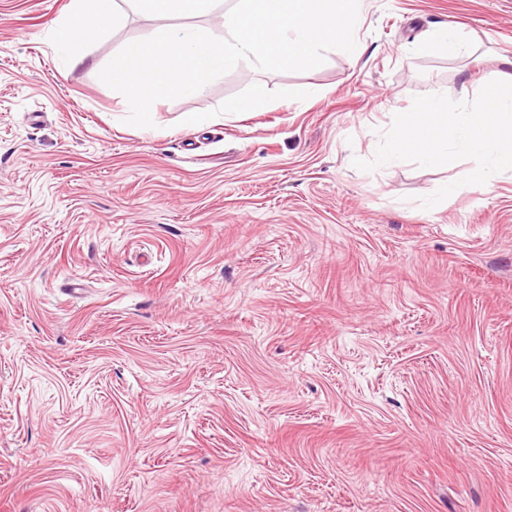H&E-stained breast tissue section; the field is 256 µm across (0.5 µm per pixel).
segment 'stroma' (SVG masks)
<instances>
[{
  "label": "stroma",
  "instance_id": "obj_1",
  "mask_svg": "<svg viewBox=\"0 0 512 512\" xmlns=\"http://www.w3.org/2000/svg\"><path fill=\"white\" fill-rule=\"evenodd\" d=\"M69 2L0 0V512H512V173L352 164L478 94L512 0H364L355 61L147 130L99 72L214 14L128 12L70 68ZM440 23L467 53L416 51Z\"/></svg>",
  "mask_w": 512,
  "mask_h": 512
}]
</instances>
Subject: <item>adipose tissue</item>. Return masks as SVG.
I'll return each instance as SVG.
<instances>
[{"mask_svg":"<svg viewBox=\"0 0 512 512\" xmlns=\"http://www.w3.org/2000/svg\"><path fill=\"white\" fill-rule=\"evenodd\" d=\"M70 15L61 23L59 40L68 48L69 66L82 64L83 46L94 36L119 25L127 10L148 16L174 17L206 12L214 0H72Z\"/></svg>","mask_w":512,"mask_h":512,"instance_id":"obj_1","label":"adipose tissue"}]
</instances>
